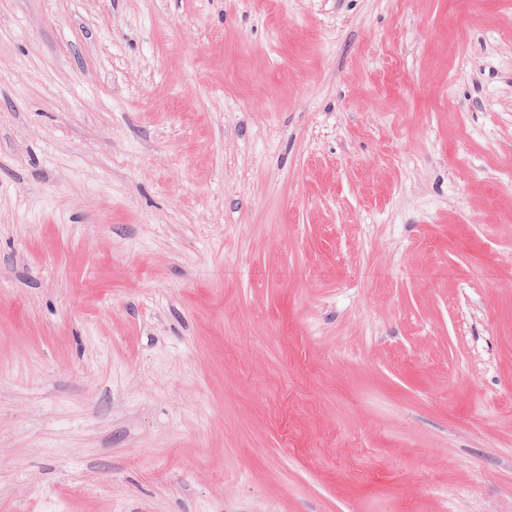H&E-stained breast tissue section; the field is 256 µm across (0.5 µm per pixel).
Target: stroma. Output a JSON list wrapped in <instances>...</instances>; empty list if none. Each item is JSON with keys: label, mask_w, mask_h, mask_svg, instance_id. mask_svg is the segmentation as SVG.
Wrapping results in <instances>:
<instances>
[{"label": "stroma", "mask_w": 512, "mask_h": 512, "mask_svg": "<svg viewBox=\"0 0 512 512\" xmlns=\"http://www.w3.org/2000/svg\"><path fill=\"white\" fill-rule=\"evenodd\" d=\"M0 512H512V0H0Z\"/></svg>", "instance_id": "35a3bbf8"}]
</instances>
